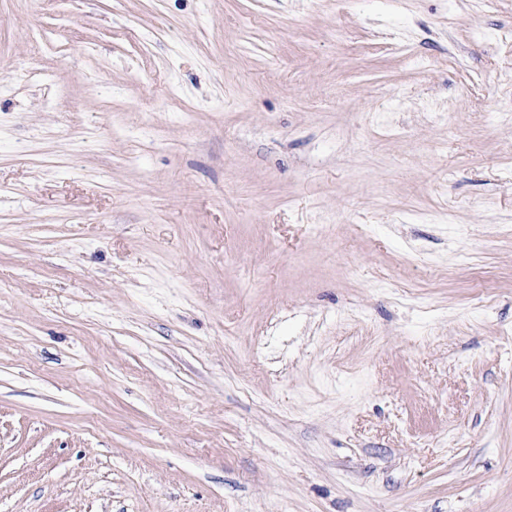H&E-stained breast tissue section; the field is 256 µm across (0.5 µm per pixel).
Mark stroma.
Segmentation results:
<instances>
[{"label": "stroma", "mask_w": 512, "mask_h": 512, "mask_svg": "<svg viewBox=\"0 0 512 512\" xmlns=\"http://www.w3.org/2000/svg\"><path fill=\"white\" fill-rule=\"evenodd\" d=\"M0 512H512V0H0Z\"/></svg>", "instance_id": "stroma-1"}]
</instances>
